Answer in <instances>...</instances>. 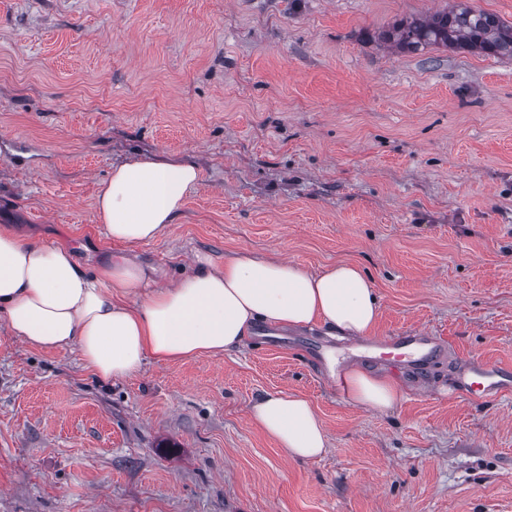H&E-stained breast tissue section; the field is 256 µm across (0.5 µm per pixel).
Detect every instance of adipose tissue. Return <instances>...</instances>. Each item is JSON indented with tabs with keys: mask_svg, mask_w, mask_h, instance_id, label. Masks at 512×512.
I'll return each mask as SVG.
<instances>
[{
	"mask_svg": "<svg viewBox=\"0 0 512 512\" xmlns=\"http://www.w3.org/2000/svg\"><path fill=\"white\" fill-rule=\"evenodd\" d=\"M188 162L142 158L113 169L97 200L109 238L128 244L157 240L197 182ZM140 266L121 258L88 276L69 250L0 230V318L13 336L47 351H73L103 384L138 372L147 358L179 361L229 352L255 321L302 326L320 321L344 336H367L379 313L370 279L356 265L337 263L310 273L283 259L246 253L216 267L196 255L174 285L150 290L131 308L123 296L145 287ZM352 402L391 410L398 384L350 366L342 375ZM250 418L293 459L324 453L326 432L299 393L255 400Z\"/></svg>",
	"mask_w": 512,
	"mask_h": 512,
	"instance_id": "ef3b65f1",
	"label": "adipose tissue"
}]
</instances>
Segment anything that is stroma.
Wrapping results in <instances>:
<instances>
[{
	"label": "stroma",
	"instance_id": "35a3bbf8",
	"mask_svg": "<svg viewBox=\"0 0 512 512\" xmlns=\"http://www.w3.org/2000/svg\"><path fill=\"white\" fill-rule=\"evenodd\" d=\"M448 0H0V230L67 248L88 276L129 257L151 286L194 255L367 269L372 333L321 323L237 350L148 359L102 385L76 353L0 319V512H512V395L457 391L512 368V60L377 43ZM199 171L158 240L112 242L115 166ZM408 329L445 351L386 413L315 364ZM299 393L328 437L289 458L251 404Z\"/></svg>",
	"mask_w": 512,
	"mask_h": 512
}]
</instances>
